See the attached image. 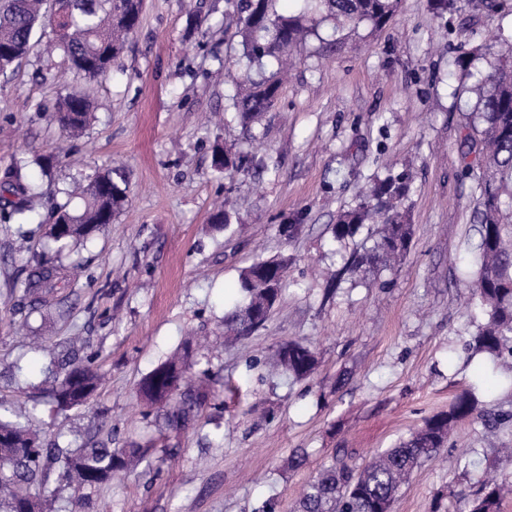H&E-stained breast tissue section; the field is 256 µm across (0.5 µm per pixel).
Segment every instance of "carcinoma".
I'll return each instance as SVG.
<instances>
[{
	"mask_svg": "<svg viewBox=\"0 0 512 512\" xmlns=\"http://www.w3.org/2000/svg\"><path fill=\"white\" fill-rule=\"evenodd\" d=\"M233 11L227 28L241 38L243 58L255 69L233 95V108L248 127L271 109L278 97L279 81L264 74L265 59L280 57L317 34L319 22L334 20L356 27L364 21L380 26L395 14L400 0H300L295 14H280L278 0H228ZM143 0H0V74L14 69L28 53L35 35L45 49L59 51L69 69L84 80L105 76L122 53L140 23ZM468 91L476 95L474 119L466 126L462 145L474 155L479 171L474 174L477 192L475 210L478 233L477 270L471 282L474 297L487 316L473 338L478 352L499 357L512 335V65L490 48L484 71ZM91 100L86 91L72 85L60 97L55 118L62 133L82 131L90 117ZM214 170L244 171L252 163L246 155H232L217 145L213 149ZM407 171L375 178L358 204L342 213L334 225L338 242L354 239L368 221L381 224L373 247L359 263L389 262L403 257L411 244L412 226L401 207L411 189ZM126 178L119 170L91 177L79 187L87 202L75 215L68 204L57 207L56 221L67 224L59 235L51 232L58 249L88 236L112 221L126 198ZM34 194L21 168L5 171L0 181V220L20 226L31 223ZM287 264L278 258L261 259L240 275L241 301L224 316V331L244 336L262 325L280 302ZM64 281L63 268L44 260L35 265L19 290L24 296L52 292ZM97 355L89 353L68 363L64 378L50 389L57 410L82 405L100 384L95 368ZM273 364L295 380L314 371L313 350L298 341L278 349ZM184 359L171 358L159 364L141 381L140 395L151 408L163 411L167 426L183 429L194 419L208 394L188 388L172 394L180 384ZM512 414L484 413L475 394L466 390L422 426L393 447L372 456L360 469L334 458L308 481L295 502L294 512H392V506L409 479L426 460L435 458L450 431L465 420L478 421L494 436ZM36 414L30 411L11 417L0 414V512H59L56 500L32 499L28 487L48 479L50 467L58 465L59 477L82 488L95 487L111 476L144 459L148 449L112 448L105 444L73 448L56 443L45 448L33 432ZM505 487L483 483L468 499L469 512H500Z\"/></svg>",
	"mask_w": 512,
	"mask_h": 512,
	"instance_id": "1",
	"label": "carcinoma"
}]
</instances>
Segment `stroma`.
<instances>
[{
  "mask_svg": "<svg viewBox=\"0 0 512 512\" xmlns=\"http://www.w3.org/2000/svg\"><path fill=\"white\" fill-rule=\"evenodd\" d=\"M227 0H145L136 33L104 77L87 82L98 104L51 177L36 165L55 154L56 102L69 82L62 54L33 48L0 76V173L25 161L36 179L39 221L0 222V407L36 409L43 445L56 438L148 447L133 472L75 490L50 475L36 498L56 494L62 512H293L298 492L334 455L360 465L392 447L465 390L485 409L512 404L489 388L492 360L471 344L484 315L469 288L477 241L475 196L460 131L475 82L456 48L512 37V0L488 11L464 0L436 17L430 0H401L383 26L335 28L298 47L280 73L275 106L245 128L229 98L245 74L238 38L224 31ZM254 159L234 180L213 174L214 144ZM123 168L127 199L111 224L62 255L67 280L22 297L32 262L52 258L48 238L66 190ZM410 169L404 203L413 229L401 263L350 270L373 247L376 225L340 244L332 229L368 182ZM230 200L229 227L214 219ZM260 257L288 261L277 308L249 335L224 333V303ZM98 354L103 380L90 401L55 411L46 395L73 337ZM190 336L206 337L189 371L209 402L184 431L145 411L140 380ZM310 344V378L268 371L281 344ZM296 448L308 461L284 469ZM511 477L480 423L461 422L440 456L425 462L393 512H468L488 477Z\"/></svg>",
  "mask_w": 512,
  "mask_h": 512,
  "instance_id": "1",
  "label": "stroma"
}]
</instances>
